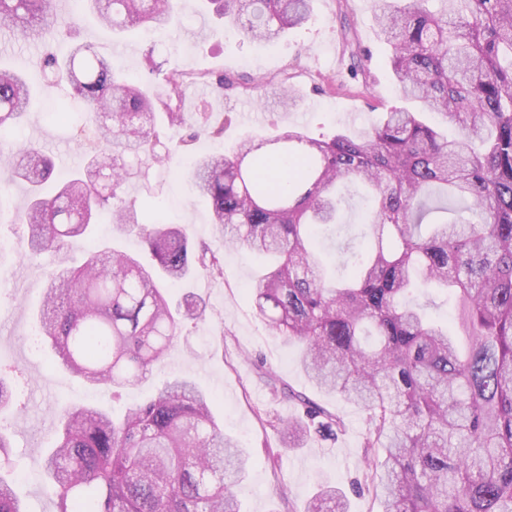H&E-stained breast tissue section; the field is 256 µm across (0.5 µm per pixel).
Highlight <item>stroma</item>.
<instances>
[{"label": "stroma", "instance_id": "obj_1", "mask_svg": "<svg viewBox=\"0 0 512 512\" xmlns=\"http://www.w3.org/2000/svg\"><path fill=\"white\" fill-rule=\"evenodd\" d=\"M174 3L180 20L170 29L122 38L96 23L79 0H57L56 12L65 27L46 31L38 43L0 40V53L8 52L9 65L34 79L41 70L31 67V59L67 51L77 43L118 57L134 78L146 76L150 53L167 69L268 76L287 72L300 94L298 104L290 107L282 104L274 88L259 100L212 88L202 95L193 86L184 90L188 122L205 109L232 117L223 138L210 141L213 153L230 152L245 136L274 134L289 126L304 128L314 137L337 130L360 137L379 113L404 104L390 78L388 46L376 34L373 0H314L310 19L276 42L224 34L215 17L197 9L196 0ZM352 38L368 55L369 81L349 75L346 42ZM61 107L70 113L71 125L52 121V110ZM83 110L67 83L44 87L33 112L17 128L0 131V149L38 146L51 156L54 178H66L85 160V145L73 131L83 121ZM189 164V155L183 153L147 161L120 194L135 202L141 222L162 219L180 225L191 243L219 251L224 276L215 279L200 270L194 279L170 288L173 298L191 293L202 299L205 315L182 325L169 358L154 367L146 381L116 393L65 374L55 353L35 336L47 272L58 258L28 251L26 227L17 221L27 204V188L0 165V366L7 370L13 389L9 408L0 411V431L10 439L17 490L29 512H55L37 457L53 446L62 407L103 406L119 412L147 399L175 375L190 377L215 396L216 419L251 459L242 512H300L318 485L348 488L367 470L361 448L367 427L364 413L317 389L300 365L297 346L273 335L257 316L250 290L259 262L249 252L225 249L209 203L194 192ZM266 371L343 415L345 431L333 439L311 437L289 448L287 435L261 424L254 413L262 406L282 419L299 414L296 404L274 396L261 380Z\"/></svg>", "mask_w": 512, "mask_h": 512}]
</instances>
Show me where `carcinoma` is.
Masks as SVG:
<instances>
[{"instance_id": "1", "label": "carcinoma", "mask_w": 512, "mask_h": 512, "mask_svg": "<svg viewBox=\"0 0 512 512\" xmlns=\"http://www.w3.org/2000/svg\"><path fill=\"white\" fill-rule=\"evenodd\" d=\"M56 0H0V33L39 36L56 20ZM113 31L166 28L172 0H84ZM313 0H205L252 39L273 41L304 24ZM376 0L377 35L390 47V75L406 100L458 129L450 139L418 112L392 107L360 138H315L288 128L248 137L234 154L194 158L191 175L212 203L224 248L269 261L252 293L269 329L300 346L309 379L360 407L361 448L379 477L382 512H512V0ZM43 69L68 78L88 105L79 134L91 145L83 169L49 183L50 158L25 145L9 152L13 177L28 186L20 221L33 253L62 254L92 235L108 213L115 231H136L150 265L119 249L88 254L49 277L40 335L61 366L83 382L135 385L171 351L181 323L205 307L171 310L167 286L201 268L224 276L223 259L193 247L180 227L139 222L119 196L127 159H162L166 129L186 122L190 84L255 95L278 86L293 100L288 71L233 76L161 70L131 81L89 45L45 56ZM36 89L0 66V129L30 111ZM197 133L224 135V116L198 112ZM372 190L365 254L332 279L316 249L317 229L337 225L340 189ZM460 200L474 218L448 219ZM456 300L464 335L430 322L411 299L417 284ZM273 393L302 414L258 415L296 442L336 435L343 417L263 373ZM213 399L176 377L116 418L99 408H64L57 443L40 469L56 512H241L247 458L224 435ZM7 435L0 431V512H27L13 482ZM305 512H348L347 495L322 486Z\"/></svg>"}]
</instances>
